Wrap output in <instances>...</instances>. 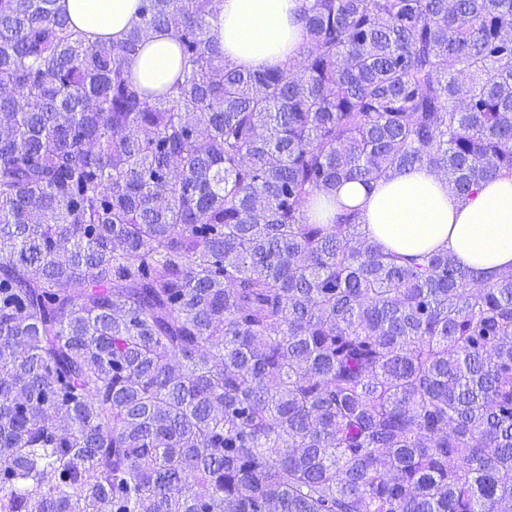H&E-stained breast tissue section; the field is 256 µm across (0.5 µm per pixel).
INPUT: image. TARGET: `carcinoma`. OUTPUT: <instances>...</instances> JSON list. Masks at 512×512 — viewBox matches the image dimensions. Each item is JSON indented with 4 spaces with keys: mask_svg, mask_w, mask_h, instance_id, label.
Listing matches in <instances>:
<instances>
[{
    "mask_svg": "<svg viewBox=\"0 0 512 512\" xmlns=\"http://www.w3.org/2000/svg\"><path fill=\"white\" fill-rule=\"evenodd\" d=\"M139 12L0 0V512H512V272L304 217L512 175V0H310L304 67L245 72L223 0ZM73 26L118 42L138 19L139 0H61ZM179 60L175 39L168 32L159 31L135 57L132 71L143 85L160 87L174 81L179 71Z\"/></svg>",
    "mask_w": 512,
    "mask_h": 512,
    "instance_id": "cac0c4a2",
    "label": "carcinoma"
}]
</instances>
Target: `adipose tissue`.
Returning a JSON list of instances; mask_svg holds the SVG:
<instances>
[{"label": "adipose tissue", "mask_w": 512, "mask_h": 512, "mask_svg": "<svg viewBox=\"0 0 512 512\" xmlns=\"http://www.w3.org/2000/svg\"><path fill=\"white\" fill-rule=\"evenodd\" d=\"M73 26L120 41L138 18L139 0H62ZM309 0H224L219 30L224 55L243 71L283 66L305 47L301 21ZM180 53L165 31L135 57L132 71L145 86L170 84ZM357 210L370 240L386 250L411 254L451 251L475 279L495 280L512 269V175L481 184L469 197L449 192L428 166L365 187L355 182L318 194L306 210L308 222L329 224Z\"/></svg>", "instance_id": "1"}]
</instances>
